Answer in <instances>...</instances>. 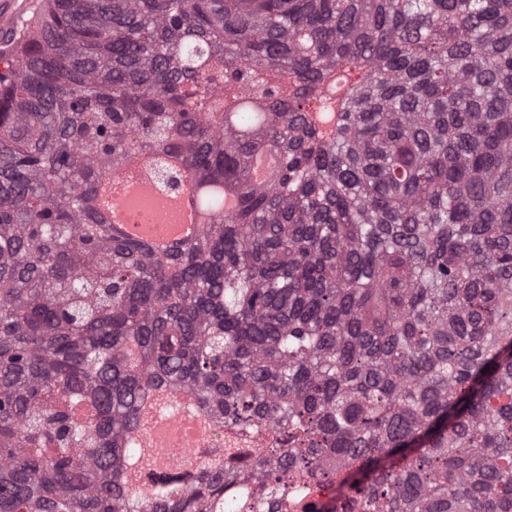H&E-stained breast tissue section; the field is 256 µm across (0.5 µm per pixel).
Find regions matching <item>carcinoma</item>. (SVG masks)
Masks as SVG:
<instances>
[{"instance_id": "obj_1", "label": "carcinoma", "mask_w": 512, "mask_h": 512, "mask_svg": "<svg viewBox=\"0 0 512 512\" xmlns=\"http://www.w3.org/2000/svg\"><path fill=\"white\" fill-rule=\"evenodd\" d=\"M142 153L236 208L163 258L115 234ZM162 384L229 447L157 466ZM321 478L512 512V0H42L0 50V512H315Z\"/></svg>"}]
</instances>
